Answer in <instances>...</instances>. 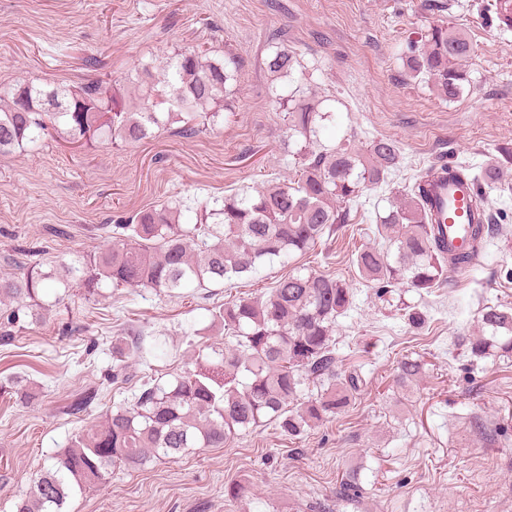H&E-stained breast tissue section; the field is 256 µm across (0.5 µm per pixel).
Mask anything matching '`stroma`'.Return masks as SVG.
I'll return each mask as SVG.
<instances>
[{
  "label": "stroma",
  "mask_w": 512,
  "mask_h": 512,
  "mask_svg": "<svg viewBox=\"0 0 512 512\" xmlns=\"http://www.w3.org/2000/svg\"><path fill=\"white\" fill-rule=\"evenodd\" d=\"M493 0H0V80L81 86L161 66L194 47L243 59L234 106L220 126L194 136L170 129L139 144L78 147L46 139L34 153L0 157V272L70 262L111 245L113 224L143 208L181 200L201 207L267 181H291L298 163L284 150L266 60L275 45L294 52L298 84L333 114L320 144L361 149L395 140L404 163L385 184L350 203L351 221L294 266L350 284L353 304L334 337L344 366L364 383L352 404L303 436L274 426L243 432L221 448H198L139 470L114 469L105 484L72 493L64 512H512V359L470 365L456 336L481 333L485 305L512 307V167L485 186L500 233L478 264L449 273L429 295L401 289L425 310L410 330L394 307L361 280L352 256L382 246L377 218L430 166L461 163L472 173L496 164L512 143V31L489 27ZM464 32L473 53L462 95L447 101L430 82L406 80L400 54L430 25ZM274 263L242 287L208 285L177 298L149 288H105L69 298L25 320L0 343V512H15L33 479L80 429L133 403L142 375L170 378L207 345L211 309L255 296L285 275ZM143 338L130 377L113 382L112 341ZM420 357L425 373L411 389L395 383L396 362ZM29 404L8 395L13 380ZM93 394L85 411L73 401ZM356 475L360 492L340 503L336 490ZM250 484L247 497L224 494Z\"/></svg>",
  "instance_id": "35a3bbf8"
}]
</instances>
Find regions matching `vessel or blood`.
Listing matches in <instances>:
<instances>
[{
    "label": "vessel or blood",
    "mask_w": 512,
    "mask_h": 512,
    "mask_svg": "<svg viewBox=\"0 0 512 512\" xmlns=\"http://www.w3.org/2000/svg\"><path fill=\"white\" fill-rule=\"evenodd\" d=\"M428 206L435 219L446 226V236L453 246L461 247L468 237L470 199L472 185L448 180L447 176L429 179L425 184Z\"/></svg>",
    "instance_id": "vessel-or-blood-1"
}]
</instances>
